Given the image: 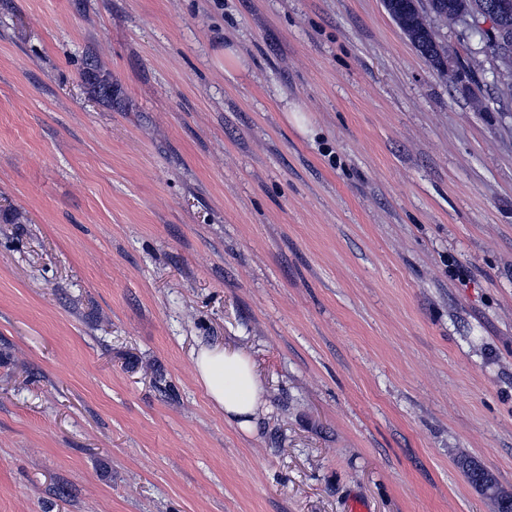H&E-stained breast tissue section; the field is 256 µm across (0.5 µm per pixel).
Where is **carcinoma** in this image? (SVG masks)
<instances>
[{
	"label": "carcinoma",
	"mask_w": 512,
	"mask_h": 512,
	"mask_svg": "<svg viewBox=\"0 0 512 512\" xmlns=\"http://www.w3.org/2000/svg\"><path fill=\"white\" fill-rule=\"evenodd\" d=\"M484 0H427L426 5L419 6V0H383V5L406 35L419 54L440 74L445 73L443 60L448 58L449 46L440 41L429 23V16L436 15L448 20L463 11H475ZM497 27L477 29L473 32L476 45H494L500 64L512 70V38L504 41L496 36ZM91 79L97 93L112 99V80L100 74L96 66H91Z\"/></svg>",
	"instance_id": "cac0c4a2"
}]
</instances>
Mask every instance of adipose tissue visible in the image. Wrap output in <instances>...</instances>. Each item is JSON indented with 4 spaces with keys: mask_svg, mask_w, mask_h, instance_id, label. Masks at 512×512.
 Instances as JSON below:
<instances>
[{
    "mask_svg": "<svg viewBox=\"0 0 512 512\" xmlns=\"http://www.w3.org/2000/svg\"><path fill=\"white\" fill-rule=\"evenodd\" d=\"M194 362L209 399L225 419L250 430L264 388L249 356L217 344L201 347Z\"/></svg>",
    "mask_w": 512,
    "mask_h": 512,
    "instance_id": "adipose-tissue-1",
    "label": "adipose tissue"
}]
</instances>
